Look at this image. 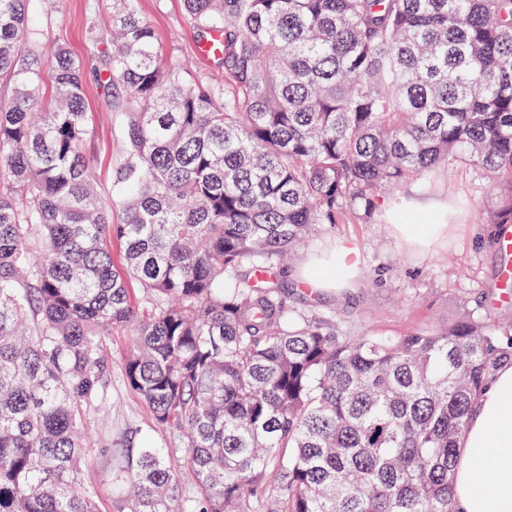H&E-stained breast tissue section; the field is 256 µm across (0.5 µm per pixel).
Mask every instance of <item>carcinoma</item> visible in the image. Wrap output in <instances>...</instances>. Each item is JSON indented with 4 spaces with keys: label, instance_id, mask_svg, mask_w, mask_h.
<instances>
[{
    "label": "carcinoma",
    "instance_id": "obj_1",
    "mask_svg": "<svg viewBox=\"0 0 512 512\" xmlns=\"http://www.w3.org/2000/svg\"><path fill=\"white\" fill-rule=\"evenodd\" d=\"M27 2L0 0V512H99L81 473L114 329L125 385L184 448L122 449L117 512H452L512 324L464 306L353 335L290 309L281 278L321 228L376 224L459 164L489 183L512 277V0H184L222 34V85L164 53L137 0L93 3L87 45L125 116L113 198L84 153L81 65L47 52Z\"/></svg>",
    "mask_w": 512,
    "mask_h": 512
}]
</instances>
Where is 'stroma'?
Here are the masks:
<instances>
[{"mask_svg": "<svg viewBox=\"0 0 512 512\" xmlns=\"http://www.w3.org/2000/svg\"><path fill=\"white\" fill-rule=\"evenodd\" d=\"M139 9L155 29L165 52L179 57L188 72L224 80V68L215 59L200 57L199 29L190 23L183 0H139ZM88 0H59L56 14L41 19L40 39L45 46L63 47L83 62L85 98L89 109L84 150L93 166L101 194L112 191V176L119 161L116 130L121 113L111 111L99 86L98 59L86 52L85 29ZM407 216L422 223L448 227L447 234L427 248L407 246L398 238L389 214L378 223L356 220L325 228L305 249V257L328 254L340 238L353 240L362 255L355 287L336 292H310L299 284L296 270L283 280L289 305L316 322L329 321L340 330L370 332L392 337L414 328L439 329L457 315L462 305L483 306L489 321L512 318V297L500 286L501 253L486 239L484 225L477 222V207L490 194L485 180L472 169L438 168L400 191ZM112 359V384L107 392L106 414L112 422V440H141L148 436L163 448L181 454V442L170 429L156 427L149 409L122 381L121 360L128 344L123 330L105 338ZM111 451H90L82 480L95 494L101 512L112 510Z\"/></svg>", "mask_w": 512, "mask_h": 512, "instance_id": "1", "label": "stroma"}]
</instances>
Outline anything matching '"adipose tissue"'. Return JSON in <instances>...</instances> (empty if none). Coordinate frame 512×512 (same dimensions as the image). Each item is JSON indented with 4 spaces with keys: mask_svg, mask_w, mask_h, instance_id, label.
I'll return each instance as SVG.
<instances>
[{
    "mask_svg": "<svg viewBox=\"0 0 512 512\" xmlns=\"http://www.w3.org/2000/svg\"><path fill=\"white\" fill-rule=\"evenodd\" d=\"M360 263L354 242L339 240L321 265H304L318 290L352 287ZM453 512H512V362L497 367L474 403L459 441Z\"/></svg>",
    "mask_w": 512,
    "mask_h": 512,
    "instance_id": "adipose-tissue-1",
    "label": "adipose tissue"
}]
</instances>
